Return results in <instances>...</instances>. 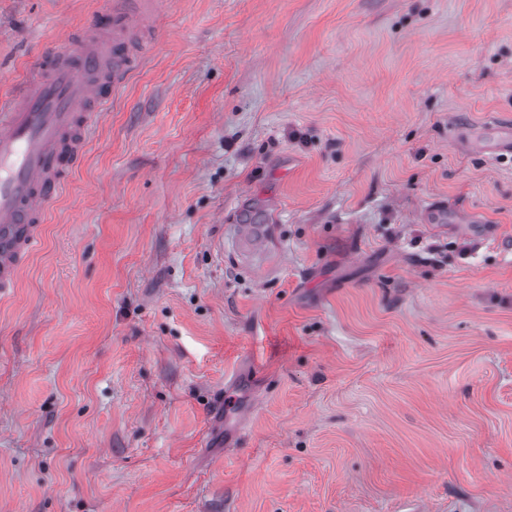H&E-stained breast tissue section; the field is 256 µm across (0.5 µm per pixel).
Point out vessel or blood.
I'll return each mask as SVG.
<instances>
[{
	"mask_svg": "<svg viewBox=\"0 0 512 512\" xmlns=\"http://www.w3.org/2000/svg\"><path fill=\"white\" fill-rule=\"evenodd\" d=\"M114 0L101 20L32 63L0 110V297L43 242L46 211L100 111L141 65L134 50L159 0Z\"/></svg>",
	"mask_w": 512,
	"mask_h": 512,
	"instance_id": "vessel-or-blood-1",
	"label": "vessel or blood"
}]
</instances>
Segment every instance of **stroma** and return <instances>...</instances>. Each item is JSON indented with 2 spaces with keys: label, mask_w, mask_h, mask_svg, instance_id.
Returning a JSON list of instances; mask_svg holds the SVG:
<instances>
[{
  "label": "stroma",
  "mask_w": 512,
  "mask_h": 512,
  "mask_svg": "<svg viewBox=\"0 0 512 512\" xmlns=\"http://www.w3.org/2000/svg\"><path fill=\"white\" fill-rule=\"evenodd\" d=\"M106 2L0 0V97ZM148 23L0 298V512H512V0Z\"/></svg>",
  "instance_id": "obj_1"
}]
</instances>
